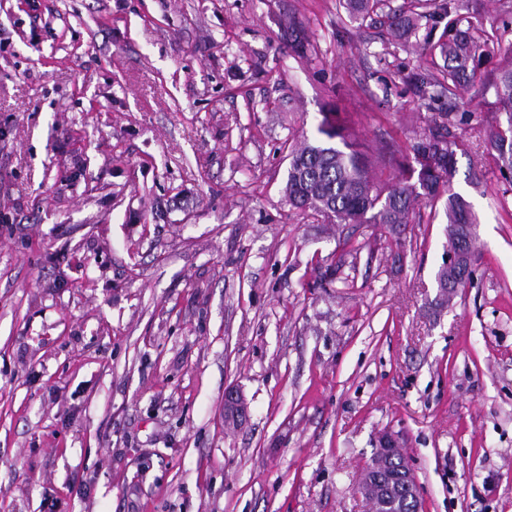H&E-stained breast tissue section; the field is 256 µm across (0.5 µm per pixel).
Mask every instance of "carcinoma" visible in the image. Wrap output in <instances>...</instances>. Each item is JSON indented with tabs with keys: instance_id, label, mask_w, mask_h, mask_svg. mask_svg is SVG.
Returning <instances> with one entry per match:
<instances>
[{
	"instance_id": "obj_1",
	"label": "carcinoma",
	"mask_w": 512,
	"mask_h": 512,
	"mask_svg": "<svg viewBox=\"0 0 512 512\" xmlns=\"http://www.w3.org/2000/svg\"><path fill=\"white\" fill-rule=\"evenodd\" d=\"M384 0H338L348 19L364 25ZM478 10V0H414L407 10L389 9L388 34L405 49L422 47L441 59L431 69L408 76L414 94L431 106L456 95L460 87L476 78L479 64L489 54L488 44L464 25L468 15ZM424 36H419L420 31ZM293 49L306 55L309 41L302 29L288 24ZM498 115L487 134L503 178L512 183V56L494 84ZM450 114H440L443 122L435 131L410 146L397 174L382 178L371 172L369 157L359 145L346 139L342 123L324 117L318 127L322 139L303 143L291 154L286 195L291 206L322 213L338 224H387L399 227L411 221L421 202L437 203L441 188L448 224V251L456 260L441 264L435 274L438 301L470 281L473 271L468 262L475 243L477 219L469 202L453 190L456 156L466 153L465 144L449 139Z\"/></svg>"
}]
</instances>
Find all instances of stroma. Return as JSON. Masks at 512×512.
<instances>
[{"mask_svg":"<svg viewBox=\"0 0 512 512\" xmlns=\"http://www.w3.org/2000/svg\"><path fill=\"white\" fill-rule=\"evenodd\" d=\"M481 12L493 53L429 109V56L336 0H0V512H370L386 431L424 512H512V183L486 142L512 0ZM336 111L397 158L450 112L477 218L450 304L443 212L289 205L288 155Z\"/></svg>","mask_w":512,"mask_h":512,"instance_id":"obj_1","label":"stroma"}]
</instances>
